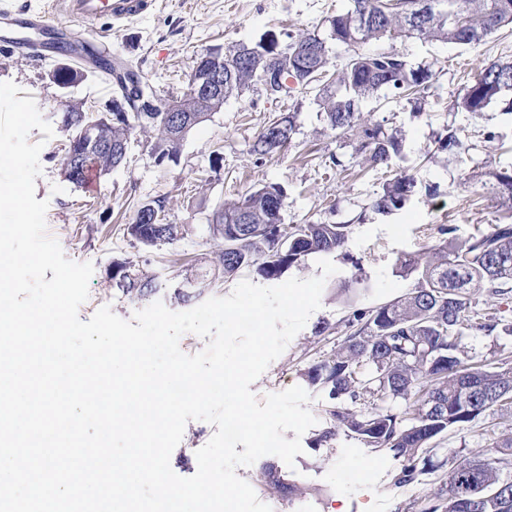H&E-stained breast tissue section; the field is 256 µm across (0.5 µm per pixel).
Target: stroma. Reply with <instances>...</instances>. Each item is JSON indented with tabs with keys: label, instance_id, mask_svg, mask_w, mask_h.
<instances>
[{
	"label": "stroma",
	"instance_id": "1",
	"mask_svg": "<svg viewBox=\"0 0 512 512\" xmlns=\"http://www.w3.org/2000/svg\"><path fill=\"white\" fill-rule=\"evenodd\" d=\"M348 5L349 0H158L143 16L113 28L111 54L131 64L153 85L157 97L167 100L184 92L199 55L207 49L251 43L272 28L322 30L331 15ZM392 45L413 65L433 70L435 79L421 111H414L407 100L381 95L360 104L365 119L402 135L404 154L398 165L418 179L417 200L388 215L371 208L387 178L385 171L368 169L352 136L337 134L327 125L313 94L296 93L275 102L256 87L229 98L197 126L183 141L177 163L158 162L145 136L137 133L131 137L125 164L99 178L96 191L74 186L61 174L67 142L61 116L72 102L105 104L112 97L111 87L89 71L64 88L49 77L53 63L0 51V81L15 82L24 97L34 98L53 128L47 141L36 129L28 135L30 142L43 144L35 197L48 201L47 233L59 242L66 258L94 267L89 296L78 311L81 320H89L106 305L125 320L143 309V302L124 296L107 279L113 259L131 250L123 226L142 203L161 201L167 223L185 229L183 239L140 253L144 268L164 285L158 301L174 312L227 296L241 279L263 285L261 276L244 270L238 278L213 286L198 282V294L190 303L173 297L178 271L197 266L201 254L220 246L209 227L212 213L256 186L284 187L285 224L350 225L344 247L328 255L337 272L325 282L319 309L250 386L260 399L295 385L304 387L317 419L300 438L303 452L294 466L266 455L236 470L272 512H420L445 491L454 462L495 457L493 438L512 435L511 410L448 430L431 443L434 469L409 484L397 481L401 462L389 450L365 447L343 431L330 443H315L331 402L325 391L308 385L307 370L333 354L349 335L354 309H373L413 288V280L394 272L398 256L436 244L444 225L463 239L498 223L501 209L494 174L512 166V114L502 104H491L476 116L451 106L485 64L512 60V29H502L476 46L431 45L415 39H396ZM288 114L296 124L291 145L258 158L251 150L256 134L267 122ZM447 128L457 130L462 142L453 154L438 151L436 145L438 134ZM354 274L367 278L370 289L351 304L338 295L336 286ZM325 322L331 329L323 333L319 327ZM465 346L474 362L490 367L512 364V336H469ZM214 432L205 421L187 423L170 457L177 475L196 473V452ZM266 465L284 481L303 487V495L291 498L264 489L258 475Z\"/></svg>",
	"mask_w": 512,
	"mask_h": 512
}]
</instances>
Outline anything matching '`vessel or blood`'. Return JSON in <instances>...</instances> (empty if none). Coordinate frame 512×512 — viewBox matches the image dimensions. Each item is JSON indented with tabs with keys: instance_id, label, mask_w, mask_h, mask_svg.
I'll use <instances>...</instances> for the list:
<instances>
[{
	"instance_id": "1",
	"label": "vessel or blood",
	"mask_w": 512,
	"mask_h": 512,
	"mask_svg": "<svg viewBox=\"0 0 512 512\" xmlns=\"http://www.w3.org/2000/svg\"><path fill=\"white\" fill-rule=\"evenodd\" d=\"M149 0H45L43 7L0 5V14L14 22L16 36L4 38L0 46L29 57L47 59L72 33L86 43L108 51L110 28L142 14Z\"/></svg>"
}]
</instances>
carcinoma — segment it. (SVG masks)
Returning <instances> with one entry per match:
<instances>
[{
  "label": "carcinoma",
  "instance_id": "1",
  "mask_svg": "<svg viewBox=\"0 0 512 512\" xmlns=\"http://www.w3.org/2000/svg\"><path fill=\"white\" fill-rule=\"evenodd\" d=\"M432 5L417 16L416 0H351L350 8L329 19L328 29L296 33L266 31L253 44L227 50L224 69V98L239 96L261 84L267 58L279 50L288 54L280 77L285 87L276 98L308 86L294 85L295 73L308 60L309 69L322 77L316 102L330 128L342 134H357V153L372 168H391L403 157V139L379 124L363 119L359 103L384 91L419 102L432 86L433 73L425 66L409 63L404 53L379 43L397 38L422 42H444L475 46L499 30L512 28V0H430ZM350 48L353 54L343 68L329 73L333 47ZM112 73L115 94H125L129 111L101 129L112 142L110 152H89L73 169L64 170L68 182L82 186L88 171L103 176L124 163L130 136L140 131L148 137L151 150L161 161L177 162L180 145L173 142L169 113L160 111L154 100L128 90L136 72L116 62H100ZM512 96V62L492 61L482 67L467 85L453 108L462 112L484 111L493 101ZM182 106L193 118V126L207 121L218 111L197 101L189 92L181 95ZM296 134L294 116H283L266 124L254 138L252 152L264 158L282 151V143ZM437 150L453 153L461 145L454 130L438 136ZM502 206L510 221L492 225L487 232L465 239L445 238L423 252L401 255L395 272L414 280L404 297L368 311L356 310L348 325L353 332L327 360L312 366L306 380L328 392L336 404L327 412L326 427L316 444L326 442L343 430L366 447L386 448L401 459L397 475L409 483L431 465L428 445L451 428H463L481 416L512 405V366L490 369L469 361L463 339L467 335L491 336L501 331L512 335V323L501 324L494 313L473 306L472 291L484 290L496 298L512 293V168L494 173ZM418 194L413 174L396 170L382 184L372 208L389 214L410 204ZM286 193L278 184L257 187L239 201L213 212L212 234L224 240L215 257L204 258V276L215 282L244 269H255L266 279H278L301 259L313 253L342 248L350 234L349 224L281 223ZM150 222L137 209L123 228L132 247L153 248L183 238V226L163 224L153 237L143 235ZM111 280L124 295L146 299L161 285L140 267L134 255L112 261ZM372 399L403 403L399 411L382 404L357 410L353 404ZM498 457L493 461L459 460L448 472V486L436 501L421 512H460L459 500L476 499L474 512H512V436L492 442ZM511 480L504 485V479ZM261 482L290 496L301 488L284 484L272 468L264 469Z\"/></svg>",
  "mask_w": 512,
  "mask_h": 512
}]
</instances>
